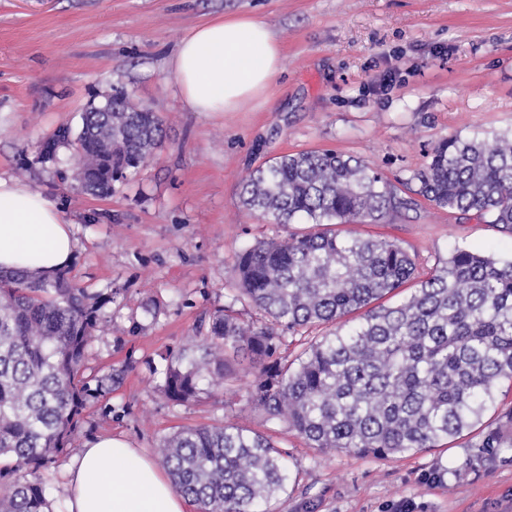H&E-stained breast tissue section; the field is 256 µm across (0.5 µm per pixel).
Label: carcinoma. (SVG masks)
<instances>
[{"label":"carcinoma","instance_id":"carcinoma-1","mask_svg":"<svg viewBox=\"0 0 512 512\" xmlns=\"http://www.w3.org/2000/svg\"><path fill=\"white\" fill-rule=\"evenodd\" d=\"M72 134L43 142L44 162L60 147L81 153L86 191L112 182L161 147L162 119L116 90L81 116ZM416 175L418 194L450 212H474L512 231V136H453L439 142ZM244 206L276 224L307 220L308 230L269 238L236 255L234 302L265 318L244 322L230 305L213 312L163 372L161 391L176 405L203 385L253 376L249 402L286 423L313 448L386 457L438 448L479 429L476 447H501L503 430L483 421L512 390V260L455 247L424 271L397 242L341 234L339 225L378 220L415 200L377 169L332 150L284 155L241 188ZM399 303H382L408 283ZM98 302L62 271L52 279L0 271V512H52L39 469L67 453L89 399L106 397L124 371L101 379L81 368ZM314 336L293 360L288 338ZM161 463L199 512H266L285 490L287 466L270 438L232 423L181 428L165 439Z\"/></svg>","mask_w":512,"mask_h":512}]
</instances>
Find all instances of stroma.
<instances>
[{"label":"stroma","mask_w":512,"mask_h":512,"mask_svg":"<svg viewBox=\"0 0 512 512\" xmlns=\"http://www.w3.org/2000/svg\"><path fill=\"white\" fill-rule=\"evenodd\" d=\"M249 14L284 48L269 103L189 112L170 60L205 20ZM156 112L160 148L112 194L86 193L61 147L41 145L114 89ZM512 131V0H0V173L55 202L73 226L68 276L102 298L86 373L125 375L88 403L72 437L84 448L112 433L159 458L183 427L233 422L284 452L288 482L269 512H512V446L482 458L467 436L388 458L326 452L249 402L247 382L184 405L157 391L164 369L205 315L229 302L244 246L296 227L242 204L241 184L266 161L329 149L418 190L431 149L452 136ZM397 241L425 267L454 246L512 259V233L427 200L358 224ZM439 471L443 482H430Z\"/></svg>","instance_id":"35a3bbf8"}]
</instances>
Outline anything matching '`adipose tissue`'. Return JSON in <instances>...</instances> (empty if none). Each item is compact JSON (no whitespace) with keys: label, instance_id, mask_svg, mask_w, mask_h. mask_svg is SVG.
<instances>
[{"label":"adipose tissue","instance_id":"1","mask_svg":"<svg viewBox=\"0 0 512 512\" xmlns=\"http://www.w3.org/2000/svg\"><path fill=\"white\" fill-rule=\"evenodd\" d=\"M284 56L269 26L250 15L220 16L196 26L170 66L175 95L190 112H233L270 98ZM76 240L56 204L0 175V268L44 278L68 266ZM69 512H189L190 505L152 458L104 434L66 466Z\"/></svg>","mask_w":512,"mask_h":512}]
</instances>
